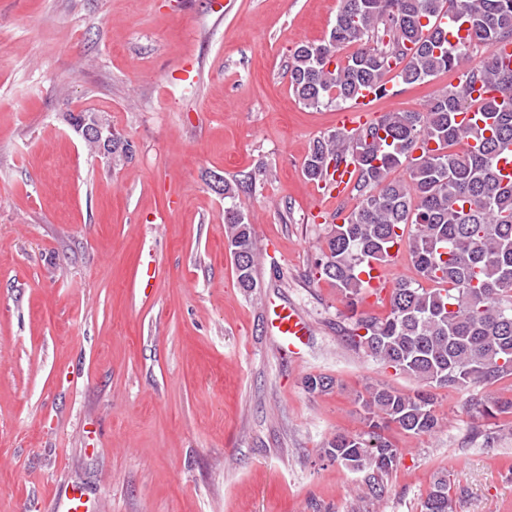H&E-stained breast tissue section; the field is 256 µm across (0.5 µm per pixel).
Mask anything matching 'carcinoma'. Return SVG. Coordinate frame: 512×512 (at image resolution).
Instances as JSON below:
<instances>
[{
    "mask_svg": "<svg viewBox=\"0 0 512 512\" xmlns=\"http://www.w3.org/2000/svg\"><path fill=\"white\" fill-rule=\"evenodd\" d=\"M466 24L467 39L448 31ZM512 45V0H340L327 40L298 45L288 62L290 88L309 108L341 107L369 89L382 98L384 77L398 68L405 84L440 73L459 83L439 88L423 112H388L356 131L333 130L314 141L303 161L305 177L319 183L340 166L352 167L356 206L336 223L315 263L350 304L366 288L360 275L406 247L419 276L389 291L385 316L361 315L348 330L350 345L421 386L408 394L370 384L359 396L368 430L338 432L325 456L363 475L369 493L383 492L381 477L396 467L400 449L383 434L394 425L421 436L437 432L434 389L485 388L512 379V182L499 163L512 145V64L496 48ZM486 56L476 65L471 49ZM98 112L69 113L78 129ZM98 151L99 141L86 140ZM127 140L112 133L103 148L115 162L128 158ZM403 166L407 178H390ZM242 180L224 181L225 239L235 259L238 287H257L253 225L235 204ZM431 283L426 288L421 281ZM329 376H309L310 393L331 390ZM483 418L508 417L512 397L474 395ZM448 476L437 478L421 512H456Z\"/></svg>",
    "mask_w": 512,
    "mask_h": 512,
    "instance_id": "1",
    "label": "carcinoma"
}]
</instances>
